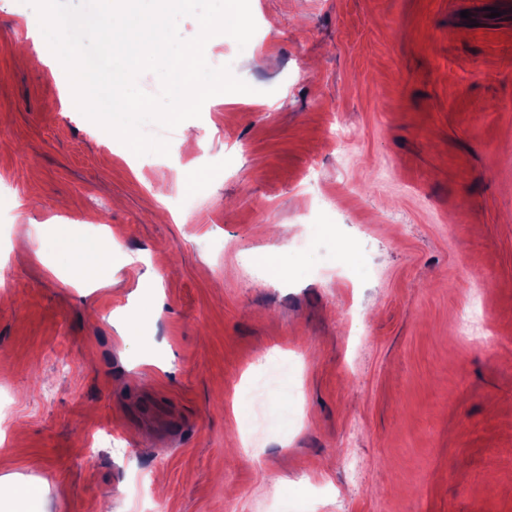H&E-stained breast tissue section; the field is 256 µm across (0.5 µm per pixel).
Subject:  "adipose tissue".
<instances>
[{
    "label": "adipose tissue",
    "mask_w": 512,
    "mask_h": 512,
    "mask_svg": "<svg viewBox=\"0 0 512 512\" xmlns=\"http://www.w3.org/2000/svg\"><path fill=\"white\" fill-rule=\"evenodd\" d=\"M36 230L66 259L77 281L86 286L92 285L103 265L121 252L118 243L106 232L93 239H77L55 224H40Z\"/></svg>",
    "instance_id": "obj_1"
}]
</instances>
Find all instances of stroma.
Here are the masks:
<instances>
[{
    "label": "stroma",
    "instance_id": "stroma-1",
    "mask_svg": "<svg viewBox=\"0 0 512 512\" xmlns=\"http://www.w3.org/2000/svg\"><path fill=\"white\" fill-rule=\"evenodd\" d=\"M250 5L205 58L251 92L139 157L0 0V475L49 512H512V0ZM39 224L133 261L76 287ZM50 491L49 485L43 480L28 479L20 474H5L0 476V504L14 500L18 496L29 493L40 503V512L47 511L46 497Z\"/></svg>",
    "mask_w": 512,
    "mask_h": 512
}]
</instances>
